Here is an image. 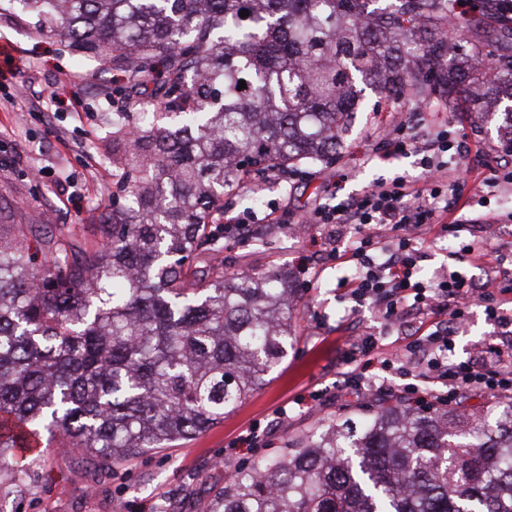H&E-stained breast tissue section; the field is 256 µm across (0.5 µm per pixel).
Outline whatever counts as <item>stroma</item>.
Returning a JSON list of instances; mask_svg holds the SVG:
<instances>
[{
    "label": "stroma",
    "mask_w": 512,
    "mask_h": 512,
    "mask_svg": "<svg viewBox=\"0 0 512 512\" xmlns=\"http://www.w3.org/2000/svg\"><path fill=\"white\" fill-rule=\"evenodd\" d=\"M0 44L13 60L0 81L16 94L13 103L0 104V219L27 225L34 251L49 235L94 250L101 242V214L124 197L112 175V129L103 116L137 111L136 100L111 93L126 75L68 49L59 39L37 34L32 18L12 10L0 13ZM424 106L421 99L382 100L369 94L366 111L356 113L333 164L308 163L280 179L225 195V209L235 215L253 211L263 216L273 208L282 216L301 213L325 196L340 166L348 172L350 193L393 179L410 169L411 159L365 163V137L378 121ZM434 119L437 127L462 128L472 135L473 173H487L504 159L494 122L445 106L435 108ZM255 195L261 206L253 205ZM476 233L477 249L499 252L498 276L512 278V222L480 223ZM219 245L226 272L272 266L288 272L297 298L295 342L287 358L222 423L194 439L117 463L71 451L69 437L59 433L45 443L41 455L26 459L24 473H17L15 456L0 458V512H213L229 470L278 453L290 437L308 433L321 419L357 425L366 414L392 404L385 394L359 399L340 390L338 364L354 336L384 329L376 309L357 307L350 292L337 285L354 275V267L299 265V256L321 250L322 244L309 235L290 236L281 224L255 225L244 239L226 233ZM424 248L429 258L422 264V278H435L454 266L479 280L488 273L480 261L456 265L452 241L430 239ZM493 331L483 307L472 305L452 338L450 358L468 359ZM315 391L320 401L309 408L297 406V399ZM288 404L293 407L289 419L279 421L277 410ZM255 427L262 430L259 447H236V440Z\"/></svg>",
    "instance_id": "1"
}]
</instances>
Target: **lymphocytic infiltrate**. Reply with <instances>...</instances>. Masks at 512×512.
Listing matches in <instances>:
<instances>
[{
	"label": "lymphocytic infiltrate",
	"instance_id": "1",
	"mask_svg": "<svg viewBox=\"0 0 512 512\" xmlns=\"http://www.w3.org/2000/svg\"><path fill=\"white\" fill-rule=\"evenodd\" d=\"M411 153L419 156L425 180L380 181L337 204H318L301 214L300 221L327 241L332 265L352 263L359 268V275L349 282L357 300L379 306L391 322L402 321L415 310L429 314L430 333L412 337L407 344L422 367L404 371V381L396 388L400 399L435 409L457 407L461 395L473 390L512 396V333L493 337L470 360L448 358L453 329L465 320L471 301L480 300L489 319L500 322L497 300L512 293V280L492 278L480 286L456 270L430 280L418 276L427 236L441 239L465 231L455 212L466 200L491 193L500 183L511 185L512 167L471 178L465 165L471 154L466 132L452 140L440 132L420 133L418 125L408 121L389 131L376 155L387 161ZM448 154L463 162L453 181L444 161ZM381 347L377 336L357 339L342 360L343 389H378L379 369L394 365L393 359L381 356Z\"/></svg>",
	"mask_w": 512,
	"mask_h": 512
}]
</instances>
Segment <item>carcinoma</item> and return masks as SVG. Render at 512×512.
<instances>
[{
    "label": "carcinoma",
    "mask_w": 512,
    "mask_h": 512,
    "mask_svg": "<svg viewBox=\"0 0 512 512\" xmlns=\"http://www.w3.org/2000/svg\"><path fill=\"white\" fill-rule=\"evenodd\" d=\"M41 35L157 86L148 121L114 112L129 203L94 251L0 233V412L126 459L224 420L288 356L292 288L224 273V193L255 167L330 162L366 90L498 117L512 149V19L457 0H9ZM246 10L249 15L240 16ZM459 30L446 37L448 25ZM246 88L238 89L239 81ZM217 261L202 278L191 258ZM460 415L400 403L360 429L325 420L225 479L223 512H512V399L453 441Z\"/></svg>",
    "instance_id": "carcinoma-1"
}]
</instances>
